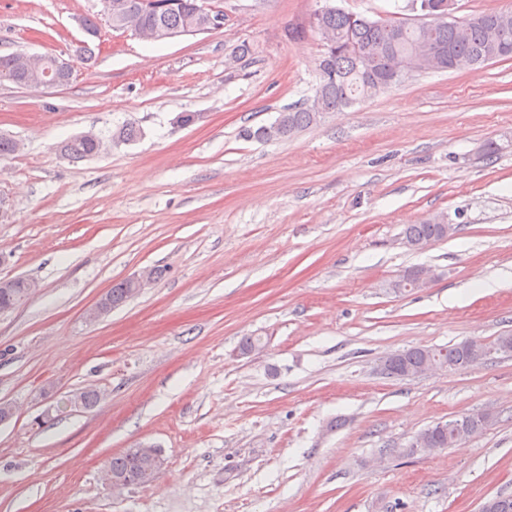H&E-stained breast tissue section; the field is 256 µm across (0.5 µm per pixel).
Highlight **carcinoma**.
<instances>
[{"mask_svg": "<svg viewBox=\"0 0 512 512\" xmlns=\"http://www.w3.org/2000/svg\"><path fill=\"white\" fill-rule=\"evenodd\" d=\"M112 14L108 20L112 27L139 33L140 38L159 41L166 34L183 33L197 25L196 0H176L177 5L166 11H156L144 0H111ZM446 0H407L404 10L409 16L371 19L363 14L333 7L326 12L314 13L311 30L321 37L323 51L318 59L319 83L311 102L304 108L288 109L279 113L276 139H286L295 131L317 123L323 114L338 112L359 100L387 91L398 84L400 78L391 73L392 65L424 66L428 50H438L442 59L436 70H448V63L471 65V68L512 59V9L480 12L475 17L480 23L462 20L454 25L439 23L420 25L418 14H437ZM7 79L29 88L42 87V69L25 66L20 55L0 56V80ZM103 138L87 133L70 139L59 146L62 154L71 158L91 157L100 152ZM405 243L412 247L419 241L438 242L448 238L441 224H410L404 231ZM35 282L17 277L0 284V310L20 305L34 292ZM135 295L132 284L123 280L107 293L108 308L112 309ZM470 359L468 348L457 343L444 348L414 347L404 349L389 361V374L398 379L418 373L433 362L450 371L467 369ZM81 401L82 408L91 410L99 406L102 396L96 390H83L63 401L70 406L73 399ZM490 414L468 413L461 417L439 421L415 435L408 445L398 449V455L416 454L415 446L422 443L430 448H446L462 439L483 432L491 423ZM156 450L128 448L112 456L103 466L101 480L112 485V480L133 485L149 483L157 469Z\"/></svg>", "mask_w": 512, "mask_h": 512, "instance_id": "carcinoma-1", "label": "carcinoma"}]
</instances>
